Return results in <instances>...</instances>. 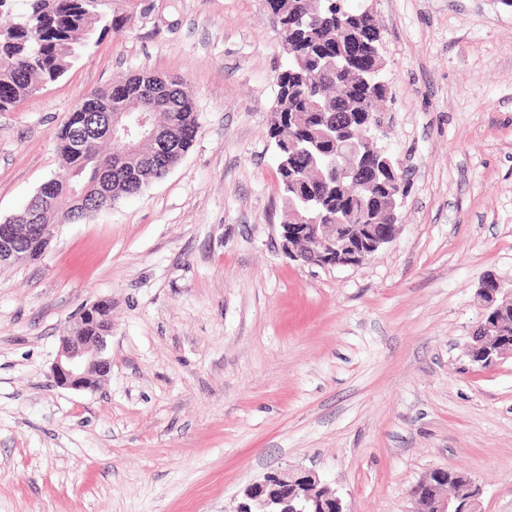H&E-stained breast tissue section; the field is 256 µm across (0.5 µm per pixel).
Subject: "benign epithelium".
Here are the masks:
<instances>
[{
	"mask_svg": "<svg viewBox=\"0 0 512 512\" xmlns=\"http://www.w3.org/2000/svg\"><path fill=\"white\" fill-rule=\"evenodd\" d=\"M338 71H350L359 88L385 86L380 80L382 63L379 38L368 43L367 52L359 49V37L349 40L348 50L336 49L330 57ZM99 131L107 134L119 155L132 158L139 153L143 141L155 144L160 153L177 149L175 143L162 136L153 113L141 112L136 118L126 109L107 114ZM383 131L379 113L372 114L367 126L355 132L346 119L333 124L328 139L336 143L332 165L319 173V184L327 187L350 184L359 192V200L367 202L376 187L385 188L387 224H353L352 216L332 217L324 224L310 219L303 211L318 210L314 204L303 206L302 193L288 197V216H296L299 224H282V248L289 259L304 265L322 267L354 266L370 260L397 232V212L404 203V175L396 168L386 150L374 146L377 133ZM26 261L13 240L10 225H0V266ZM481 306V322L467 345L471 361L487 368L506 357H512V333L504 318L512 311V286L494 276L484 277L477 289ZM102 318L89 306L81 312L80 321L60 338L56 358L51 366L54 382L72 390L93 387L92 380L106 372L103 357L106 331ZM416 512H479L482 488L467 473L448 474L444 468L433 469L411 490ZM237 512H347L341 496L322 481L314 470L284 469L266 475L261 482L249 485Z\"/></svg>",
	"mask_w": 512,
	"mask_h": 512,
	"instance_id": "1",
	"label": "benign epithelium"
}]
</instances>
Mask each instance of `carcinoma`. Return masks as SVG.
Returning <instances> with one entry per match:
<instances>
[{"label": "carcinoma", "instance_id": "carcinoma-1", "mask_svg": "<svg viewBox=\"0 0 512 512\" xmlns=\"http://www.w3.org/2000/svg\"><path fill=\"white\" fill-rule=\"evenodd\" d=\"M15 0H0V14L14 15L12 23L0 27V56L12 58L13 68L0 75V112H8L36 91L41 83L54 82L110 31L123 27L124 17L112 12L108 0H24L26 8L13 13ZM302 0H266L277 17L282 35H288V17ZM336 8L328 0L319 3L317 25L298 33L293 54L300 63H288L276 76L277 95L270 137L284 129L316 142L317 151L297 160L301 173L309 174L327 163L330 154L327 132L336 105L315 115L312 105L336 100L345 94L347 78L324 67L329 51L336 48ZM121 101L134 112H152L162 132L179 136L182 153L193 146L198 112L192 94L176 78L162 87L151 86L146 74L122 77L112 85L89 94L71 113L58 133L61 178L49 179V202L32 196L31 209L41 224H53L62 213L81 222L137 195L175 167L177 157L161 159L154 144L144 143L140 157L120 164L116 151H100L103 135L89 137L84 151L73 153L71 142L77 131L87 134L103 119L112 103ZM108 187L109 201L100 202V188Z\"/></svg>", "mask_w": 512, "mask_h": 512}]
</instances>
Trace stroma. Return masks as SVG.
Listing matches in <instances>:
<instances>
[{
    "instance_id": "35a3bbf8",
    "label": "stroma",
    "mask_w": 512,
    "mask_h": 512,
    "mask_svg": "<svg viewBox=\"0 0 512 512\" xmlns=\"http://www.w3.org/2000/svg\"><path fill=\"white\" fill-rule=\"evenodd\" d=\"M371 7L408 195L394 240L356 266L283 253L284 59L264 0H112L126 26L0 112V223L118 76L182 78L200 123L163 180L0 267V512H236L287 466L350 512H413L436 467L478 481L480 512H512V358L466 354L480 281L512 279V0ZM101 300L110 369L59 387L60 338Z\"/></svg>"
}]
</instances>
